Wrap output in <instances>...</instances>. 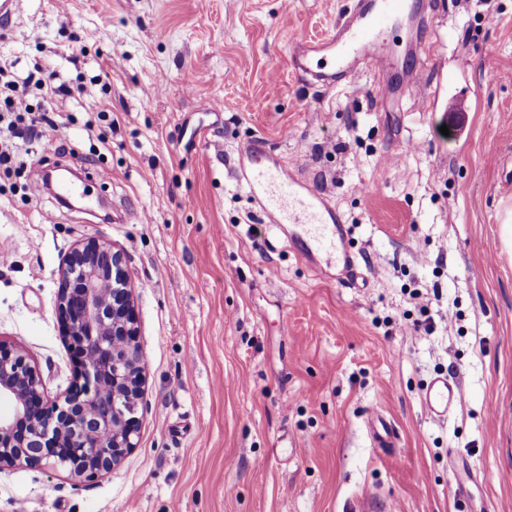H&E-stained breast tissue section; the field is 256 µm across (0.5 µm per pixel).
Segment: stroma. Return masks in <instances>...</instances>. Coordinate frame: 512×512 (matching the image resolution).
Returning <instances> with one entry per match:
<instances>
[{
  "label": "stroma",
  "mask_w": 512,
  "mask_h": 512,
  "mask_svg": "<svg viewBox=\"0 0 512 512\" xmlns=\"http://www.w3.org/2000/svg\"><path fill=\"white\" fill-rule=\"evenodd\" d=\"M351 3L21 0L0 29V85L40 67L85 88L0 165V340L48 400L71 386L59 268L94 236L126 255L147 378L119 466L0 469V512H512V0H424L383 102L373 74L326 90L290 66L293 38ZM247 142L331 195L337 250L260 221ZM51 164L79 172L83 205L27 194ZM440 375L458 403L437 418ZM424 400L431 415L445 416L457 404L456 386L448 381V377H436L426 385Z\"/></svg>",
  "instance_id": "1"
}]
</instances>
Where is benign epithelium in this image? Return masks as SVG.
Returning a JSON list of instances; mask_svg holds the SVG:
<instances>
[{
  "mask_svg": "<svg viewBox=\"0 0 512 512\" xmlns=\"http://www.w3.org/2000/svg\"><path fill=\"white\" fill-rule=\"evenodd\" d=\"M72 350V388L48 402L26 353L0 340V469L60 467L78 479L109 473L137 445L144 355L123 251L96 237L77 244L60 269L55 306Z\"/></svg>",
  "mask_w": 512,
  "mask_h": 512,
  "instance_id": "1",
  "label": "benign epithelium"
}]
</instances>
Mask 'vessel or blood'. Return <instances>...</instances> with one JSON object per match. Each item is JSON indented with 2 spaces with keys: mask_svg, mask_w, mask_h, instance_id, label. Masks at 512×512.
Segmentation results:
<instances>
[{
  "mask_svg": "<svg viewBox=\"0 0 512 512\" xmlns=\"http://www.w3.org/2000/svg\"><path fill=\"white\" fill-rule=\"evenodd\" d=\"M409 8L408 0H353L335 34L322 41L296 40L292 53L295 72L326 89L353 86L364 71L379 72L393 63L388 35ZM259 209L270 224H308L314 241L335 247L342 237L341 219L329 207L323 193L303 194L292 169L280 167H238ZM428 412L447 415L457 404L456 387L437 377L425 387Z\"/></svg>",
  "mask_w": 512,
  "mask_h": 512,
  "instance_id": "1",
  "label": "vessel or blood"
}]
</instances>
